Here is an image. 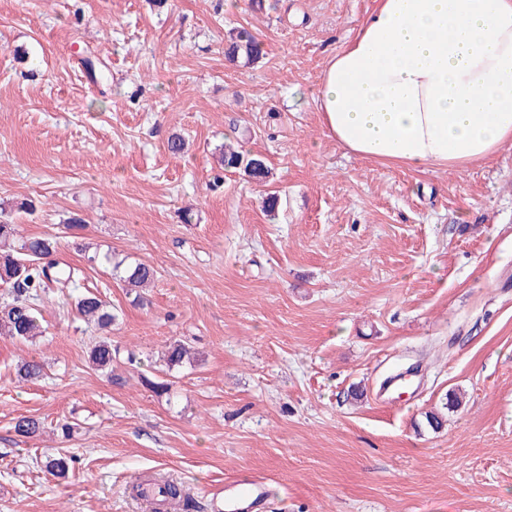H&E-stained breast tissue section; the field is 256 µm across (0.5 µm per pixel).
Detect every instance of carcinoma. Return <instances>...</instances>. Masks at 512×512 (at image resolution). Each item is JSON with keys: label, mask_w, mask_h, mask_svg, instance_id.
Wrapping results in <instances>:
<instances>
[{"label": "carcinoma", "mask_w": 512, "mask_h": 512, "mask_svg": "<svg viewBox=\"0 0 512 512\" xmlns=\"http://www.w3.org/2000/svg\"><path fill=\"white\" fill-rule=\"evenodd\" d=\"M226 59L243 65H253L263 57L262 44L246 27L235 29L224 42ZM220 165L225 169H240L250 179L266 183L272 177L271 168L260 154L245 155L239 151L220 149ZM57 252L56 236L44 234L25 236L19 225L6 219V210H0V283L5 285L0 294V335L23 342H35L45 330L39 318L38 307L55 284L67 290L62 305L71 308L86 323L99 330L112 326L118 313L109 302L92 291H80L83 270L75 265L61 264L54 259ZM154 267L138 262L123 268L120 280L131 291L144 288L154 281ZM119 356L118 349L107 340L98 341L91 349L89 359L102 371H112V362ZM191 357L190 347L182 340H174L166 346L163 363L171 370ZM41 362L30 359L17 365V375L26 381L43 376ZM15 431L23 437H37L44 429L43 422L24 416L15 421ZM72 458L60 453L43 455L45 471L58 479L68 475Z\"/></svg>", "instance_id": "carcinoma-1"}]
</instances>
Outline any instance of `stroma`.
Returning a JSON list of instances; mask_svg holds the SVG:
<instances>
[{
  "label": "stroma",
  "mask_w": 512,
  "mask_h": 512,
  "mask_svg": "<svg viewBox=\"0 0 512 512\" xmlns=\"http://www.w3.org/2000/svg\"><path fill=\"white\" fill-rule=\"evenodd\" d=\"M374 5L0 0V205L22 234L59 236L62 262L81 264L80 240L157 271L139 305L110 264L86 269L118 311L108 334L50 295L36 344L0 336V512H150L125 489L152 473L201 503L259 476L260 512H512V144L458 173L326 136L321 73ZM241 25L264 45L251 66L224 58ZM227 139L271 184L219 168ZM104 337L109 374L89 361ZM175 339L196 362L155 372ZM31 357L36 383L16 374ZM22 416L43 433L18 435ZM48 450L72 456L67 479L37 465Z\"/></svg>",
  "instance_id": "obj_1"
}]
</instances>
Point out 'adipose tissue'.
Masks as SVG:
<instances>
[{
    "label": "adipose tissue",
    "mask_w": 512,
    "mask_h": 512,
    "mask_svg": "<svg viewBox=\"0 0 512 512\" xmlns=\"http://www.w3.org/2000/svg\"><path fill=\"white\" fill-rule=\"evenodd\" d=\"M326 135L362 158L457 172L512 143V0H377L327 60Z\"/></svg>",
    "instance_id": "1"
}]
</instances>
